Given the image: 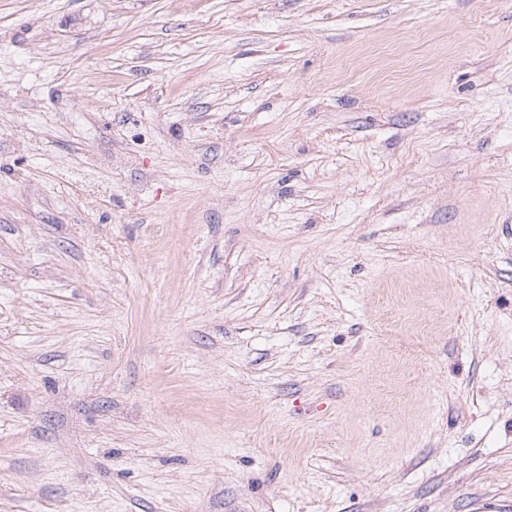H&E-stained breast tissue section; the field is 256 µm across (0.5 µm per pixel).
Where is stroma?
<instances>
[{
	"label": "stroma",
	"mask_w": 512,
	"mask_h": 512,
	"mask_svg": "<svg viewBox=\"0 0 512 512\" xmlns=\"http://www.w3.org/2000/svg\"><path fill=\"white\" fill-rule=\"evenodd\" d=\"M0 512H512V0H0Z\"/></svg>",
	"instance_id": "35a3bbf8"
}]
</instances>
